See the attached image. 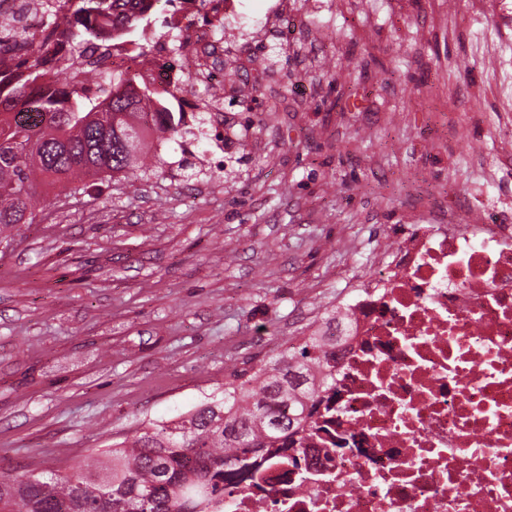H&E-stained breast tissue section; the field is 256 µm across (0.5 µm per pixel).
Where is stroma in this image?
<instances>
[{
  "label": "stroma",
  "mask_w": 512,
  "mask_h": 512,
  "mask_svg": "<svg viewBox=\"0 0 512 512\" xmlns=\"http://www.w3.org/2000/svg\"><path fill=\"white\" fill-rule=\"evenodd\" d=\"M289 33L238 29L252 111L150 140L146 170L44 193L0 241V474L99 448L252 374L390 244L386 225L512 223V30L472 0H295Z\"/></svg>",
  "instance_id": "obj_1"
}]
</instances>
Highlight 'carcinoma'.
<instances>
[{"label": "carcinoma", "mask_w": 512, "mask_h": 512, "mask_svg": "<svg viewBox=\"0 0 512 512\" xmlns=\"http://www.w3.org/2000/svg\"><path fill=\"white\" fill-rule=\"evenodd\" d=\"M39 8L38 35L16 21L0 24V51H19L23 72L16 82L0 78V235L33 223L40 187L110 180L141 168L145 155L141 117L152 93L135 74H112L109 95L94 100L59 83L49 64L61 10L80 21L67 39L85 55L102 24L137 37L151 23V6L137 0L126 13L120 0H39ZM157 116L158 137L193 135L176 113ZM335 367L322 339L307 336L252 377L233 376L221 396L99 449L93 470L1 474L0 512H224V480L260 449L294 442L318 391L333 385Z\"/></svg>", "instance_id": "carcinoma-1"}]
</instances>
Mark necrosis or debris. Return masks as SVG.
Wrapping results in <instances>:
<instances>
[{
  "instance_id": "4bbe7bcc",
  "label": "necrosis or debris",
  "mask_w": 512,
  "mask_h": 512,
  "mask_svg": "<svg viewBox=\"0 0 512 512\" xmlns=\"http://www.w3.org/2000/svg\"><path fill=\"white\" fill-rule=\"evenodd\" d=\"M294 0H268L257 33L287 45ZM241 0H170L169 34L106 35L93 54L60 40L56 71L89 96L135 66L181 89L184 121L222 139L224 20ZM210 96H193L194 87ZM336 299V384L300 442L266 448L224 485V512H512V224H409Z\"/></svg>"
}]
</instances>
